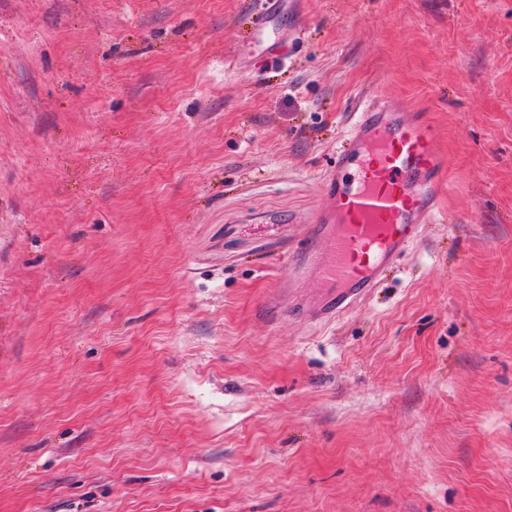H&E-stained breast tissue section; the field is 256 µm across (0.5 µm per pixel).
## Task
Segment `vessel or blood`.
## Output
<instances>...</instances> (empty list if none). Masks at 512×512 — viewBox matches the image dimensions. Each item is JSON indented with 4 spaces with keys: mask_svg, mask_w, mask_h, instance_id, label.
<instances>
[{
    "mask_svg": "<svg viewBox=\"0 0 512 512\" xmlns=\"http://www.w3.org/2000/svg\"><path fill=\"white\" fill-rule=\"evenodd\" d=\"M448 161L420 113L379 95L361 102L324 179L327 205L290 263L322 291L317 304L288 301L291 316L328 322L367 300L402 261L446 193Z\"/></svg>",
    "mask_w": 512,
    "mask_h": 512,
    "instance_id": "obj_1",
    "label": "vessel or blood"
}]
</instances>
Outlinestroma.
I'll return each instance as SVG.
<instances>
[{
	"mask_svg": "<svg viewBox=\"0 0 512 512\" xmlns=\"http://www.w3.org/2000/svg\"><path fill=\"white\" fill-rule=\"evenodd\" d=\"M0 0V512H512V0ZM367 91L443 213L334 321L288 263Z\"/></svg>",
	"mask_w": 512,
	"mask_h": 512,
	"instance_id": "stroma-1",
	"label": "stroma"
}]
</instances>
